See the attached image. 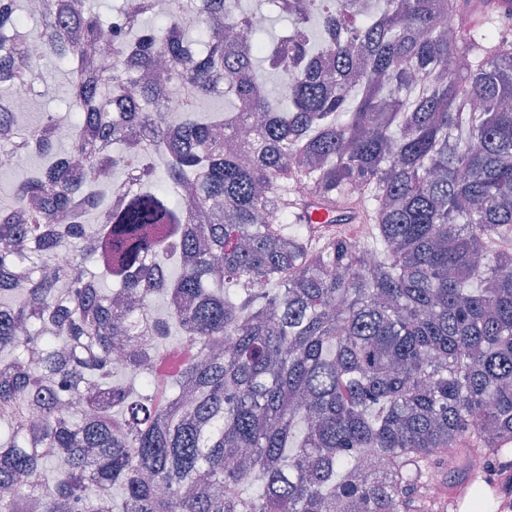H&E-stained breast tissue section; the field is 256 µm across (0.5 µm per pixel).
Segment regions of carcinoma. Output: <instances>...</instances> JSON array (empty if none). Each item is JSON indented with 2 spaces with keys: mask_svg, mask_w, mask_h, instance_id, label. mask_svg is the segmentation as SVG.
<instances>
[{
  "mask_svg": "<svg viewBox=\"0 0 512 512\" xmlns=\"http://www.w3.org/2000/svg\"><path fill=\"white\" fill-rule=\"evenodd\" d=\"M266 3L291 31L248 53L238 0H172L160 33L137 0L124 24L43 0L35 32L0 0V135L45 158L0 206V512H445L424 487L460 450L512 455V21L497 0ZM50 54L62 154L54 115L24 133L3 103ZM160 58L187 94L167 129ZM220 81L230 110L200 111ZM173 332L202 358L139 368Z\"/></svg>",
  "mask_w": 512,
  "mask_h": 512,
  "instance_id": "1",
  "label": "carcinoma"
}]
</instances>
